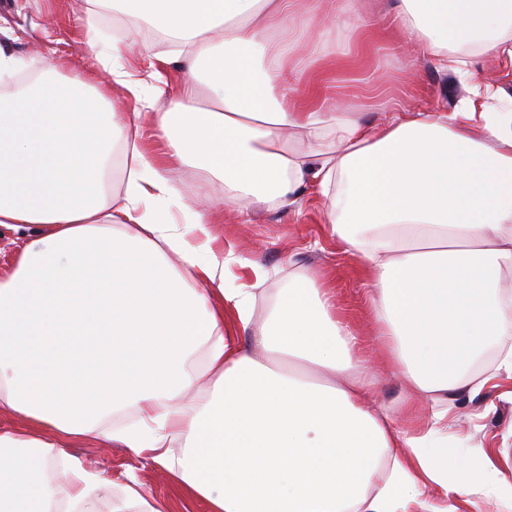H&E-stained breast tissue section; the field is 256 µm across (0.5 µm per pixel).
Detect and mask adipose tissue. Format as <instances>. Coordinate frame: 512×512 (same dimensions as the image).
Wrapping results in <instances>:
<instances>
[{
	"label": "adipose tissue",
	"instance_id": "1",
	"mask_svg": "<svg viewBox=\"0 0 512 512\" xmlns=\"http://www.w3.org/2000/svg\"><path fill=\"white\" fill-rule=\"evenodd\" d=\"M118 2L190 73L157 115L164 153L130 141L101 87L58 66L0 95V229L34 233L0 276V412L22 419L0 426V512H94L112 482L62 448L92 434L208 512H399L430 483L478 493L436 451L449 405L487 384L466 365L512 330V297L493 295L512 275V96L473 62L512 61V0H400L398 30L468 94L379 125L289 97L310 28L293 0ZM292 129L314 150L290 147ZM173 163L222 180L244 220L323 197L332 235L363 260L389 363L431 402L428 427H391L356 337L308 274L254 322L255 286L227 284L248 259L210 246L216 203L172 219ZM228 309L250 350L225 335Z\"/></svg>",
	"mask_w": 512,
	"mask_h": 512
}]
</instances>
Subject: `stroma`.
I'll return each mask as SVG.
<instances>
[{"label": "stroma", "mask_w": 512, "mask_h": 512, "mask_svg": "<svg viewBox=\"0 0 512 512\" xmlns=\"http://www.w3.org/2000/svg\"><path fill=\"white\" fill-rule=\"evenodd\" d=\"M355 28L337 27L330 40L310 32L300 44L295 61L303 80L292 92L305 98L310 87L323 88L329 101L341 103L352 117L377 123L389 110L410 111L450 106L465 90L431 58L416 53L413 42L396 29L393 18L399 0H349ZM85 0H0V44L19 59L10 77L0 79V93L13 90L29 73L30 61L58 64L70 79L97 82L105 79L97 54L106 50L117 35L100 25L88 35L82 18ZM137 37L121 63L134 78H145L156 69L166 93L158 102L164 110L177 99L188 78L177 63L149 65L146 52L165 50L166 45L148 39L145 26L133 22ZM176 189L173 216L181 204L200 196L213 201L224 198V185L192 166H177L171 172ZM214 244L242 250L247 259L265 272L258 281L268 298L277 297L288 274L302 270L334 297L336 313L358 336L357 354L376 375L374 393L385 404L396 428L424 427L429 405L415 403L401 375L388 368L386 354L375 335V322L368 300L369 287L361 258L332 235L322 198L301 196L295 209L269 207L253 212L249 223H240L232 207H225L211 227ZM69 454L104 472L113 482L110 493L96 504L97 512H112L127 469H135L147 493L165 502L168 512H207L203 500L174 488L162 468L138 460L120 445L105 446L87 438L67 444ZM448 458L463 459L454 473L456 481L472 482L474 475L486 478L482 493L472 496L427 489L422 502L410 504L408 512H512V371H497L493 380L474 399L454 401L448 413Z\"/></svg>", "instance_id": "stroma-1"}]
</instances>
